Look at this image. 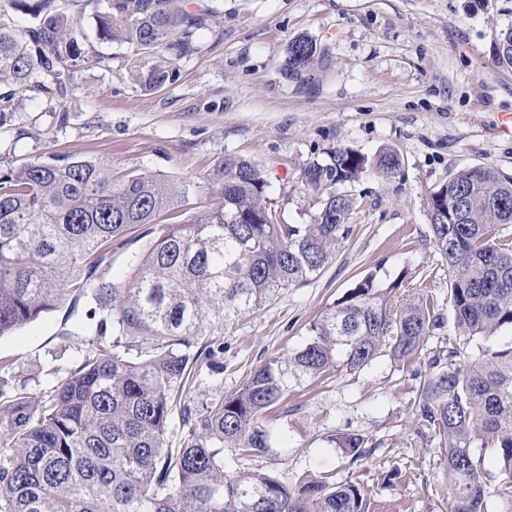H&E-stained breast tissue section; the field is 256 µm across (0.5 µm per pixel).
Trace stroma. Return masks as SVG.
I'll return each mask as SVG.
<instances>
[{
    "instance_id": "35a3bbf8",
    "label": "stroma",
    "mask_w": 512,
    "mask_h": 512,
    "mask_svg": "<svg viewBox=\"0 0 512 512\" xmlns=\"http://www.w3.org/2000/svg\"><path fill=\"white\" fill-rule=\"evenodd\" d=\"M64 8L102 61L79 72L62 103L0 83V94L12 96L0 167L51 153L103 159L114 178L160 174L187 189L189 206L207 207L215 197L206 173L235 155L265 169L282 222L308 224L320 198L301 184L307 163L339 145L370 157L385 148L400 155L398 177L367 172L342 185L354 201L350 232L317 275L225 325L224 372L212 382L229 393L269 362L283 372L285 411L270 415L271 450L254 468L291 485L320 472L359 483L370 512H448L440 450L413 421L423 363L381 358L313 378L288 359L322 311L371 271L383 286L398 285L399 295L433 297L444 325L426 355L453 335L448 265L432 243L426 197L469 166L512 174V65L498 58L512 0H192L195 51L174 60L158 49L178 78L151 91L134 81L128 45L98 41L90 0H66ZM299 37L316 54L290 78L286 51ZM87 308L64 304L0 337V357L48 386L53 365L76 359L59 335ZM346 430L373 442L362 460L350 462L329 443Z\"/></svg>"
}]
</instances>
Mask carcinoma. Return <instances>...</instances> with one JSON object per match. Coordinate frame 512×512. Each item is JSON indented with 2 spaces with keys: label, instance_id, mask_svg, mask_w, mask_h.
I'll return each mask as SVG.
<instances>
[{
  "label": "carcinoma",
  "instance_id": "carcinoma-1",
  "mask_svg": "<svg viewBox=\"0 0 512 512\" xmlns=\"http://www.w3.org/2000/svg\"><path fill=\"white\" fill-rule=\"evenodd\" d=\"M94 8L98 40L136 49L140 87L177 80L153 53L194 52L184 0H94ZM11 11L31 25L5 21ZM315 53L306 38L290 42L286 74L300 75ZM499 59L512 65V26L500 32ZM92 62L99 54L81 48L59 0H0V82L62 98ZM401 166L393 150L370 159L341 145L308 163L302 184L321 196L310 224L280 223L264 171L233 155L206 174L215 204L166 224L161 217L185 205L186 191L160 174L114 180L105 162L54 154L0 169V337L81 299L92 331L91 348L54 369L45 389L0 358V512H369L355 482L309 475L290 486L250 467L226 470V448L268 455L265 417L287 390L272 363L228 394L206 385V373L224 353V325L331 260L353 208L337 186L367 171L393 178ZM426 218L448 264L455 338L484 345L470 357L450 343L428 359L416 421L442 449L449 512H486L488 454L500 465L497 512H512V346L486 344L512 328V239L496 236L512 224V174L459 170L429 193ZM133 227L148 240L129 255L132 275L108 281L101 270L112 242ZM394 288L373 273L354 281L310 325L291 367L317 377L418 357L441 317L425 297L391 302ZM329 442L353 463L369 454L357 433Z\"/></svg>",
  "mask_w": 512,
  "mask_h": 512
}]
</instances>
